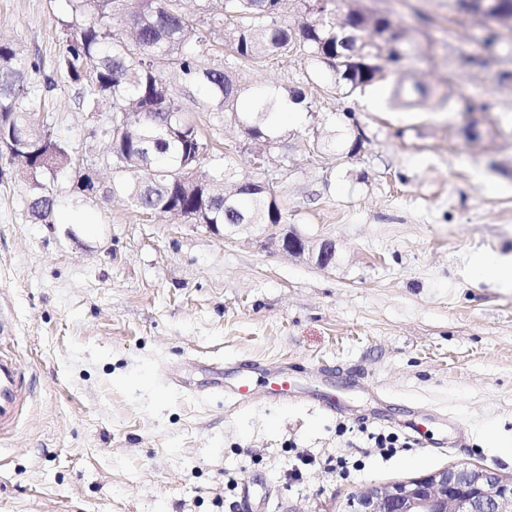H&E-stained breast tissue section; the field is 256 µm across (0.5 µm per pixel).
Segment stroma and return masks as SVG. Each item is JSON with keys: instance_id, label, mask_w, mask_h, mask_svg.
Listing matches in <instances>:
<instances>
[{"instance_id": "1", "label": "stroma", "mask_w": 512, "mask_h": 512, "mask_svg": "<svg viewBox=\"0 0 512 512\" xmlns=\"http://www.w3.org/2000/svg\"><path fill=\"white\" fill-rule=\"evenodd\" d=\"M363 5L413 39L373 84L376 110L366 93L312 84L303 57L238 63L205 20L202 64L233 72L244 97L307 94L263 168L233 120L163 73L210 163L268 183L290 230L334 244L324 268L112 196V111L56 69L67 0H0V35L38 59L27 83L72 156L44 224L0 155V351L16 355L33 394L0 439V512H344L362 488L446 467L512 480V288L474 280L468 265L478 251L512 260V82L500 80L512 28L497 27L489 49L457 0ZM402 79L420 83L421 105H400ZM470 100L489 108L466 112ZM335 123L362 132L358 154L314 151ZM250 359L293 368L306 397L235 404L230 370ZM412 421L429 442L389 459L337 434L343 422L400 434ZM301 453L317 462L289 483ZM340 454L363 470L328 471Z\"/></svg>"}]
</instances>
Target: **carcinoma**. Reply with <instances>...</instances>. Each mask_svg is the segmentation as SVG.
<instances>
[{"label": "carcinoma", "instance_id": "cac0c4a2", "mask_svg": "<svg viewBox=\"0 0 512 512\" xmlns=\"http://www.w3.org/2000/svg\"><path fill=\"white\" fill-rule=\"evenodd\" d=\"M76 13L57 70L83 86L93 101L112 108V116L132 114L126 125L106 132L112 155V194H123L142 211L164 217L177 211L206 224H281L271 189L244 179L235 193L233 172L206 166V143L161 77L170 67L203 91V107L236 115L244 133L259 140L273 136V106L279 96L261 92L239 110L241 89L232 75L205 67L198 49L205 41L200 24L183 12L181 0H72ZM202 10L225 19L224 46L240 63H258L298 52L312 67V82L349 97L377 82L364 63L375 48L373 36L393 27L386 16L347 15L345 27L364 26L370 39H342L336 20L314 14L302 24L303 48H295V24L288 0H200ZM38 66L16 41L0 40V138L19 164L32 219L54 218L57 174L72 157L52 130L35 119L44 111L42 95L26 86L28 70Z\"/></svg>", "mask_w": 512, "mask_h": 512}]
</instances>
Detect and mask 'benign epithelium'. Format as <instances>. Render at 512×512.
I'll return each mask as SVG.
<instances>
[{"instance_id": "benign-epithelium-1", "label": "benign epithelium", "mask_w": 512, "mask_h": 512, "mask_svg": "<svg viewBox=\"0 0 512 512\" xmlns=\"http://www.w3.org/2000/svg\"><path fill=\"white\" fill-rule=\"evenodd\" d=\"M466 9L498 25H512V13L497 0H469ZM226 238L271 249L283 257L307 258L320 266L333 263L328 240L312 241L284 224H207ZM351 512H512V481L474 469L446 468L407 481L366 487L353 496Z\"/></svg>"}]
</instances>
